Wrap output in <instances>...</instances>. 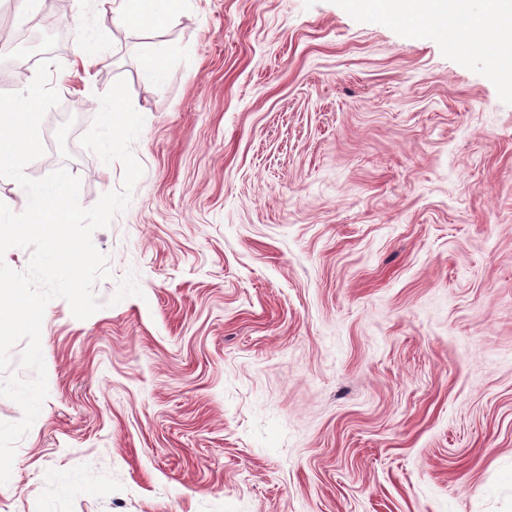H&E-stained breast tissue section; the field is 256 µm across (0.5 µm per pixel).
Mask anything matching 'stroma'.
<instances>
[{
	"label": "stroma",
	"instance_id": "1",
	"mask_svg": "<svg viewBox=\"0 0 512 512\" xmlns=\"http://www.w3.org/2000/svg\"><path fill=\"white\" fill-rule=\"evenodd\" d=\"M21 16L0 0V93L48 59L60 96L26 176L122 191L80 143L121 78L144 173L93 234L100 310L46 307L0 512H512V91L484 56L345 0ZM180 0H102L109 4L112 25L124 29L162 21L174 12ZM145 58L149 64L148 70L153 80L161 82L167 74L166 57L160 47L155 43L143 45Z\"/></svg>",
	"mask_w": 512,
	"mask_h": 512
}]
</instances>
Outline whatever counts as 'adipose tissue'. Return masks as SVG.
Masks as SVG:
<instances>
[{
    "label": "adipose tissue",
    "instance_id": "ef3b65f1",
    "mask_svg": "<svg viewBox=\"0 0 512 512\" xmlns=\"http://www.w3.org/2000/svg\"><path fill=\"white\" fill-rule=\"evenodd\" d=\"M180 0H111L113 26L128 29L164 20ZM352 8L378 12L406 26L426 32L441 23L449 37L468 51L483 54L495 79L512 82V0H485L474 10L471 0H349Z\"/></svg>",
    "mask_w": 512,
    "mask_h": 512
}]
</instances>
